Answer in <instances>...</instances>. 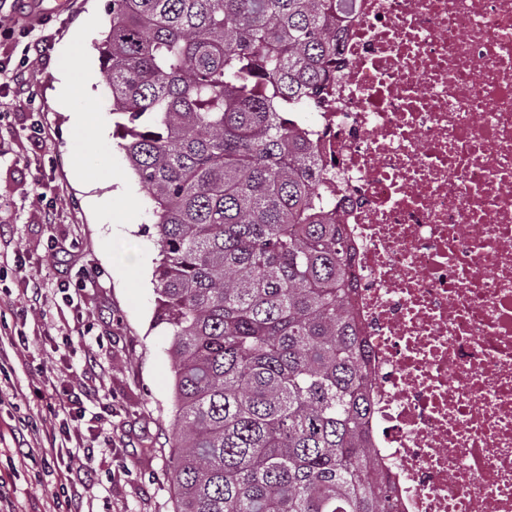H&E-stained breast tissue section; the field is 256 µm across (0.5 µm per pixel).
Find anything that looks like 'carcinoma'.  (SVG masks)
<instances>
[{
	"mask_svg": "<svg viewBox=\"0 0 512 512\" xmlns=\"http://www.w3.org/2000/svg\"><path fill=\"white\" fill-rule=\"evenodd\" d=\"M353 0H110L118 146L150 201L174 512H394L350 251L298 114Z\"/></svg>",
	"mask_w": 512,
	"mask_h": 512,
	"instance_id": "1",
	"label": "carcinoma"
}]
</instances>
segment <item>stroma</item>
I'll use <instances>...</instances> for the list:
<instances>
[{
    "label": "stroma",
    "instance_id": "stroma-1",
    "mask_svg": "<svg viewBox=\"0 0 512 512\" xmlns=\"http://www.w3.org/2000/svg\"><path fill=\"white\" fill-rule=\"evenodd\" d=\"M109 0H26L0 19V69L16 80L0 92V334L20 340L0 368V386H27L65 348L68 387L88 391L83 426H112L81 486L84 512H173L168 476L173 364L154 329V218L117 146L107 76L97 51ZM87 73L81 95L94 114L81 127L58 103L67 69ZM112 180V214L92 210L76 177ZM43 303L22 312L27 289ZM59 428L41 402L17 395L0 405V479L16 512H57L63 478L55 459L15 466L14 430Z\"/></svg>",
    "mask_w": 512,
    "mask_h": 512
}]
</instances>
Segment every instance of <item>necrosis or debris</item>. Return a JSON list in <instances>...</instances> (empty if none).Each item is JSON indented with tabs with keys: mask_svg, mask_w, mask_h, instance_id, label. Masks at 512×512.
Instances as JSON below:
<instances>
[{
	"mask_svg": "<svg viewBox=\"0 0 512 512\" xmlns=\"http://www.w3.org/2000/svg\"><path fill=\"white\" fill-rule=\"evenodd\" d=\"M307 131L395 512H512V0H354Z\"/></svg>",
	"mask_w": 512,
	"mask_h": 512,
	"instance_id": "4bbe7bcc",
	"label": "necrosis or debris"
}]
</instances>
